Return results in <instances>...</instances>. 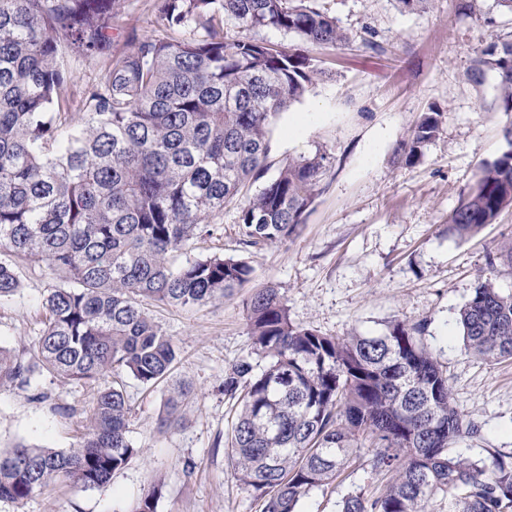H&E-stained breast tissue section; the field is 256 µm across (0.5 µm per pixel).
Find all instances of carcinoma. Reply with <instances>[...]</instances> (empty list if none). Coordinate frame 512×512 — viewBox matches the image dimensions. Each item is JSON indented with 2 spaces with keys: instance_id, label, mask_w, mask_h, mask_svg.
<instances>
[{
  "instance_id": "carcinoma-1",
  "label": "carcinoma",
  "mask_w": 512,
  "mask_h": 512,
  "mask_svg": "<svg viewBox=\"0 0 512 512\" xmlns=\"http://www.w3.org/2000/svg\"><path fill=\"white\" fill-rule=\"evenodd\" d=\"M119 0H0V300L16 296L19 261H43L58 282L47 289L38 355L0 347V385L26 389L44 374L92 382L91 425L67 450L24 443L0 450V499L23 502L64 479L91 489L137 454L121 375L153 386L178 353L143 306H200L250 280L238 258L173 254L212 235L210 219L246 181L267 168L271 118L327 72L282 46L229 39L224 22L275 28L315 45L346 36L322 0H161L160 19L190 40L131 30L130 52L112 49ZM104 61L99 80L76 97L66 47ZM495 73L501 109L512 112V40L474 57L469 80ZM443 113L420 115L397 149L411 164L440 134ZM329 157L291 159L238 204L239 243L253 248L290 238L313 204ZM512 206V150L477 173L448 216L460 237ZM253 354L231 363L224 394L239 403L227 435L228 459L263 512H298L312 490L335 482L363 448L388 476L376 491L350 494L341 512H430L437 495L448 512H512V455L472 460L453 452L480 436L462 416L448 372L425 348V325L393 319L379 335L339 339L293 322L279 289L246 301ZM465 349L492 362L512 359V295L486 280L460 311ZM187 391L166 399L161 427L175 429ZM160 487L132 512H155Z\"/></svg>"
}]
</instances>
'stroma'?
Segmentation results:
<instances>
[{
    "label": "stroma",
    "mask_w": 512,
    "mask_h": 512,
    "mask_svg": "<svg viewBox=\"0 0 512 512\" xmlns=\"http://www.w3.org/2000/svg\"><path fill=\"white\" fill-rule=\"evenodd\" d=\"M324 3L345 30V45L302 44L274 28L246 33L300 45L329 72L269 127V175L299 155L322 150L331 158L304 224L287 240L246 249L237 233V205L226 204L212 219L213 235L197 240L190 254L244 257L251 280L204 306L148 304L178 357L155 386L125 380L137 455L103 486L85 490L57 481L27 501H0V512H130L158 482L156 512H262L261 500L243 488L225 454L236 405L224 394V372L252 350L245 299L271 284L287 299L295 323L328 336L378 334L394 318L425 321L423 341L447 367L457 409L482 425L479 437L458 442L457 452L479 460L495 449L512 451V359L469 355L458 323L481 281L512 295V269L498 259L500 246L512 241V207L476 235L448 230V216L479 167L512 147L503 136L512 116L495 105V75L480 86L466 78L477 53L512 40V15L496 9L494 0H474L468 15L458 12L457 0H428L418 10L402 8L399 0ZM133 28L162 36L157 0H119L115 51L131 50ZM432 108L444 114L439 136L415 163L398 162L396 148ZM302 112L308 125L289 138L288 122ZM17 273L20 294L0 302V345L31 356L45 321L42 300L55 277L43 263L20 264ZM180 383L191 388L180 408L184 423L160 429L168 391ZM39 385L41 400L0 386V449L22 442L66 450L85 432L89 386L59 375ZM368 457L361 450L342 480L312 490L299 512H340L344 496L382 486Z\"/></svg>",
    "instance_id": "1"
}]
</instances>
